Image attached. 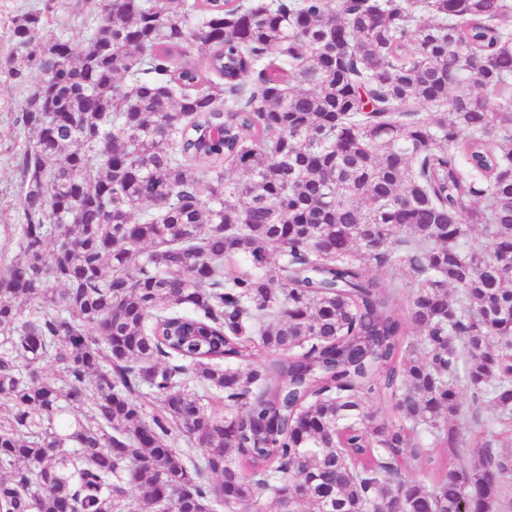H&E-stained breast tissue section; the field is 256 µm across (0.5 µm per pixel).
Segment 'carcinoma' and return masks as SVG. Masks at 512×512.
I'll use <instances>...</instances> for the list:
<instances>
[{"label":"carcinoma","instance_id":"cac0c4a2","mask_svg":"<svg viewBox=\"0 0 512 512\" xmlns=\"http://www.w3.org/2000/svg\"><path fill=\"white\" fill-rule=\"evenodd\" d=\"M81 2L78 54L40 9L12 30L44 97L0 512H498L512 453L433 449L462 382L512 445V0Z\"/></svg>","mask_w":512,"mask_h":512}]
</instances>
